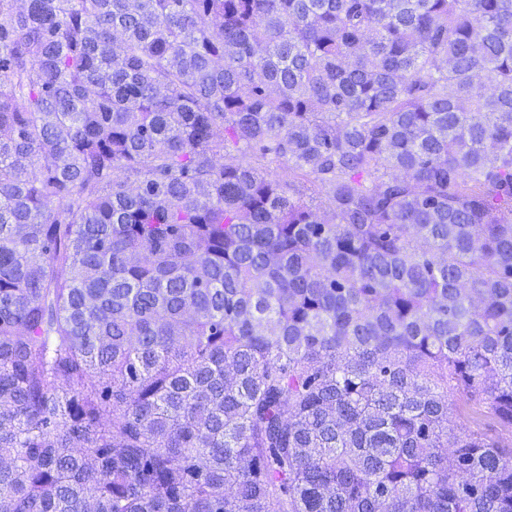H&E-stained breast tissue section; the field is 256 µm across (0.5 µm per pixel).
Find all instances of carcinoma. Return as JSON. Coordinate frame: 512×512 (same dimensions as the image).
Masks as SVG:
<instances>
[{"label":"carcinoma","mask_w":512,"mask_h":512,"mask_svg":"<svg viewBox=\"0 0 512 512\" xmlns=\"http://www.w3.org/2000/svg\"><path fill=\"white\" fill-rule=\"evenodd\" d=\"M502 431L512 0H0V512H512Z\"/></svg>","instance_id":"cac0c4a2"}]
</instances>
